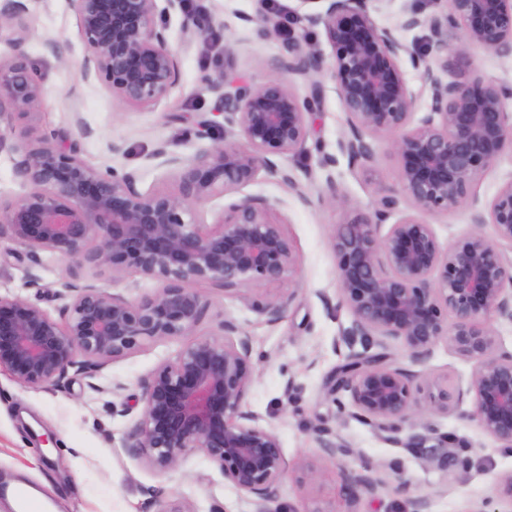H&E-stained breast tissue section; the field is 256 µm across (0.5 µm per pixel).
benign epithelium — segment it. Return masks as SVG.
I'll use <instances>...</instances> for the list:
<instances>
[{
  "label": "benign epithelium",
  "mask_w": 512,
  "mask_h": 512,
  "mask_svg": "<svg viewBox=\"0 0 512 512\" xmlns=\"http://www.w3.org/2000/svg\"><path fill=\"white\" fill-rule=\"evenodd\" d=\"M67 0L79 21L87 54L82 77H95L120 103L154 107L177 85L179 65L167 28L157 17L183 0ZM371 0H322L304 18L323 28L331 59L297 38L271 66L268 78L252 86L229 73L210 79L214 112L244 145L215 142L185 159L165 148L155 157L175 172L179 192H144L135 174L103 173L79 156L66 136L32 137L14 120L40 112L45 93L22 50L30 29L25 0H0V33L10 34L15 54L0 60V151L19 155L15 174L29 186L22 197L0 201V240L27 248L41 264L45 251L74 267L89 265L114 274L132 270L160 284L151 296L133 302L92 284L68 282L64 321L28 298L0 293V369L20 384L43 388L77 366L98 371L146 341L191 335L206 305L194 288L209 282L224 289L279 282L298 272L300 258L282 224L270 219L267 204L243 196L205 224L199 208L238 191L261 172L280 180L308 202L299 183L274 157L296 153L308 136V114L322 95L311 84L303 102L293 79L328 72L346 117L348 135L340 149L352 166L371 177L375 141L390 136L397 162V186L383 190L372 214L334 225L339 304L352 316L341 332L351 349L327 377L332 395L345 393L355 414L383 432L405 423L420 429L409 448L426 451L443 466L453 462L448 443L435 436L427 416L449 412L460 394L446 387L419 404L415 375L373 353L397 341L415 363L425 362L441 339L476 364L471 417L502 447L512 449V352H500L492 321L512 323V178L487 206L474 184L512 150V89L480 80L443 82L448 55L480 47L512 56V0H444L446 12L412 13L407 29L429 32L426 51L414 56L428 112L413 122L417 95L401 65L409 53L391 29L379 26ZM461 32L448 42V27ZM209 13H187L189 41L212 31ZM406 199L411 210L381 237L377 227ZM466 205L474 229L441 247L426 216ZM494 226L495 236L482 232ZM294 294L261 306L267 321L283 318ZM219 337L184 345L173 360L160 363L143 384L142 409L123 447L159 471H172L198 450L224 480L245 493L253 512L271 508L287 463L274 430L258 423L246 396L255 377L251 342L231 318ZM362 350H354L356 343ZM327 453L352 455L344 441L318 438ZM352 495H376L390 486L407 490L399 471L347 474Z\"/></svg>",
  "instance_id": "obj_1"
}]
</instances>
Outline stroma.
Wrapping results in <instances>:
<instances>
[{"label":"stroma","mask_w":512,"mask_h":512,"mask_svg":"<svg viewBox=\"0 0 512 512\" xmlns=\"http://www.w3.org/2000/svg\"><path fill=\"white\" fill-rule=\"evenodd\" d=\"M201 4L216 18L212 42L187 43L182 10H169L162 22L178 56L179 82L158 106L138 108L119 103L99 82L82 80L79 64L86 48L75 13L66 0H39L23 46L46 92L33 127L42 135L75 136L81 158L94 168L137 172L142 191L175 193L178 178L151 154L162 144L189 158L208 147L211 139L223 138L224 119L213 111L207 79L228 72L253 85L262 83L289 32L323 54L331 52L323 29L309 26L296 13L295 0H201ZM445 8L444 0H385L373 17L413 49L424 45L426 32L405 28L406 16L415 10L430 14ZM262 9L277 23L278 33L268 34L254 23ZM49 36L62 43V55L46 48ZM445 78L512 88V57L474 48L467 61L449 60ZM317 80L323 93L308 116L305 147L278 159L294 171L307 201L263 174L240 192L263 198L272 216L284 221L299 253L300 269L290 280L259 288L199 284L207 306L195 335L220 334L224 318L229 317L251 338L256 375L247 406L262 425L274 428L289 465L278 490L281 512H413L414 500L421 497L429 502L428 512H512V495L504 486L505 478L512 475V450L501 447L471 418L469 387L475 364L455 353L447 340L438 341L423 364L412 363L394 341L386 352L389 364L415 373L422 389L419 401H426L428 393L445 382L461 392L453 411L430 418L436 435L446 438L454 453L456 463L451 467L426 462L418 449L405 447L413 433L410 426L398 431V443L387 442L379 430L354 415L347 394L332 397L324 390L326 377L349 354L339 344L338 334L351 319L349 310L338 304L333 229L374 211L382 189L396 185V161L387 138L380 137L373 179L350 166L339 150L348 128L334 83L326 73ZM204 120L214 124L208 139L197 136ZM113 142L124 144L123 154L110 152ZM326 157L335 160L328 169L321 165ZM330 176L337 191L350 200V208L327 203ZM237 195L229 193L205 204L201 221L213 223L216 213ZM17 249L11 241L0 242V289L18 292L60 317L63 302L58 294L69 278L68 261L42 253L38 284L29 288L25 285L28 263L15 258ZM80 278L131 301L153 295L158 287L156 281L133 271L115 277L107 271L85 270ZM287 295L292 301L277 323H267L255 309L257 303ZM183 344L180 338L150 342L108 362L103 375L124 385L117 394L93 392L88 375L74 368L58 383L38 389L22 386L8 371L0 370V481L29 485L49 503L50 512H159L162 501L177 498L188 499L195 512H249L245 495L225 482L201 452H188L176 470L160 472L121 446L123 435L140 415L144 379L162 361L173 359ZM126 403L132 406L129 415L113 414V406ZM322 430L347 442L352 456L324 453L318 441ZM301 461L313 465L315 476L298 469ZM367 465L397 466L408 492L388 490L349 499L344 491L346 469L359 471Z\"/></svg>","instance_id":"stroma-1"}]
</instances>
